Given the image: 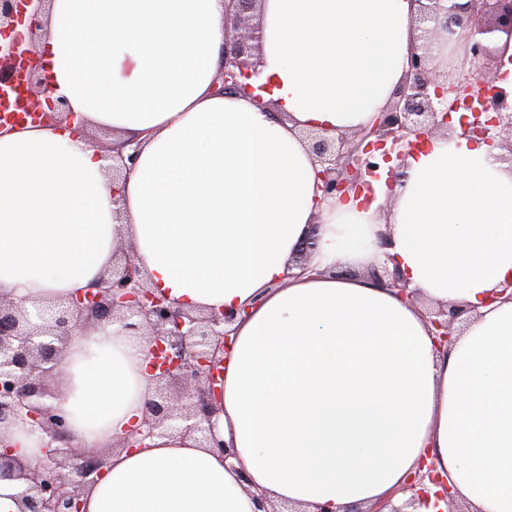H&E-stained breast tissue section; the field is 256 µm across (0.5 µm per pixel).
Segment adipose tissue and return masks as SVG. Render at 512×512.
I'll return each instance as SVG.
<instances>
[{
    "instance_id": "1",
    "label": "adipose tissue",
    "mask_w": 512,
    "mask_h": 512,
    "mask_svg": "<svg viewBox=\"0 0 512 512\" xmlns=\"http://www.w3.org/2000/svg\"><path fill=\"white\" fill-rule=\"evenodd\" d=\"M416 0H262L249 93L214 90L224 0H51L35 61L69 119L0 136V295L32 308L87 288L121 245L186 310H237L215 431L115 452L83 512H313L373 505L421 464L473 512H512V166L430 137L394 186L316 204L303 130L372 123L407 70ZM133 137L120 180L86 139ZM315 235L307 273L290 265ZM390 260L420 297L362 277ZM472 318L447 354L425 304ZM149 344L117 323L76 336L54 408L73 444L139 427Z\"/></svg>"
}]
</instances>
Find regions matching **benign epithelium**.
<instances>
[{
    "label": "benign epithelium",
    "mask_w": 512,
    "mask_h": 512,
    "mask_svg": "<svg viewBox=\"0 0 512 512\" xmlns=\"http://www.w3.org/2000/svg\"><path fill=\"white\" fill-rule=\"evenodd\" d=\"M260 0H224V57L220 86L226 94L243 91L254 74L253 46L247 37H231L241 29L246 16L257 10ZM415 22L434 23L448 32L457 29L470 37L469 72L451 80L429 66L425 45L410 49L405 80L395 91L396 99L374 122L349 134L328 136L305 133L315 157L316 201L357 190L366 178L386 176L393 185L402 177L401 162L419 139L427 134L447 133L453 112H468L462 135L472 140L497 143L512 157V90L504 86L503 52L494 44L501 34L512 41V0H416ZM17 0H0V28L13 25ZM33 45L13 42L0 46V87L12 86L16 76L25 78L31 110L41 113L43 123L61 118L60 112H45L39 100L44 83L39 68L31 62ZM495 66L494 75H483L485 61ZM137 151L112 152V179L131 170ZM116 264L98 283L65 304L42 306L32 314L21 304L0 296V426L21 421L43 442L44 456L37 467L20 470L26 487L20 495L21 512H82L81 497L101 476L105 458L89 455L71 443L67 421L48 403L59 379L60 358L73 337L101 322H118L130 332H141L151 344L154 395L147 402L142 426L132 439L116 448L145 447V440L179 431L197 438L203 447L215 448L228 459L235 456L214 430L217 384L223 381L224 354L230 345V330L236 313L189 312L174 308L156 294L133 259V249L116 251ZM368 277L400 294L414 296L397 268L373 264ZM463 305L439 306L429 319L433 339L445 354L453 342L451 324L467 315ZM438 490L433 492L431 487ZM402 503L382 501L362 511L417 512V506L433 512H452L453 487L428 465L399 488Z\"/></svg>",
    "instance_id": "benign-epithelium-1"
}]
</instances>
